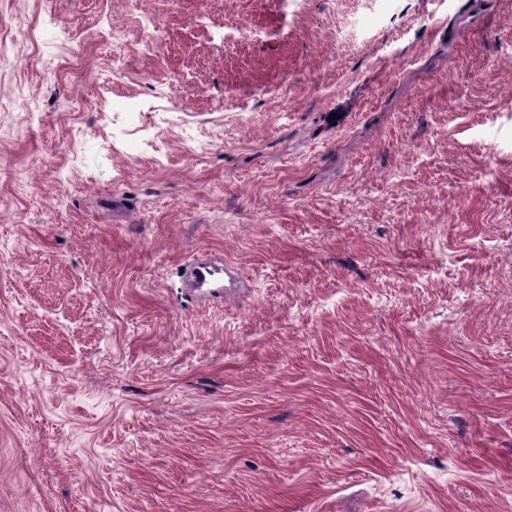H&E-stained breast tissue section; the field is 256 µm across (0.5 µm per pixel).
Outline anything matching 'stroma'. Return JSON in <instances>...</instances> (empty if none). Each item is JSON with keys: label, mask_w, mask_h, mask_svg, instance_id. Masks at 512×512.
<instances>
[{"label": "stroma", "mask_w": 512, "mask_h": 512, "mask_svg": "<svg viewBox=\"0 0 512 512\" xmlns=\"http://www.w3.org/2000/svg\"><path fill=\"white\" fill-rule=\"evenodd\" d=\"M0 512H512V0H0ZM224 274H228L227 266L207 258L198 260L193 268V291L205 298L221 299L224 295Z\"/></svg>", "instance_id": "35a3bbf8"}]
</instances>
